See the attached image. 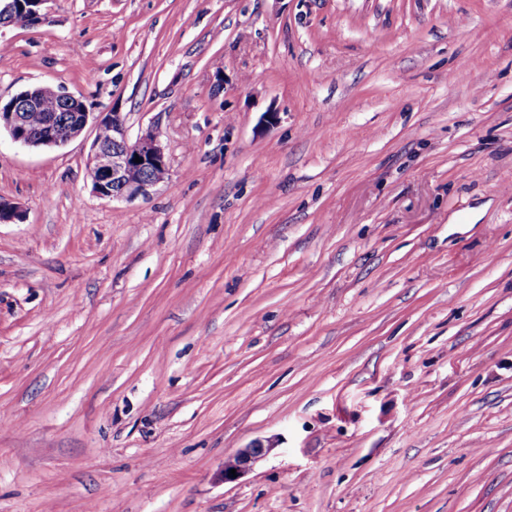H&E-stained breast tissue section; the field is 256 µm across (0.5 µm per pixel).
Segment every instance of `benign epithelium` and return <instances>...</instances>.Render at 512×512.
I'll list each match as a JSON object with an SVG mask.
<instances>
[{
    "mask_svg": "<svg viewBox=\"0 0 512 512\" xmlns=\"http://www.w3.org/2000/svg\"><path fill=\"white\" fill-rule=\"evenodd\" d=\"M29 3L26 7L17 0H0V27L40 25L52 20L50 0H29ZM47 92L58 98L64 113L46 115L40 128L33 130L28 113L41 109ZM89 126L97 130L107 127L112 132L110 141L97 137L92 144L88 174L95 196L128 202L146 198L153 186L168 175V163L157 132L150 129L136 140H130L126 118L115 108L96 114L81 98L50 87L21 92L5 103L0 101V129H5L15 143L24 147H63ZM137 157L142 162H134ZM24 218L20 205L0 199V224L21 222ZM269 451L270 448L261 444L239 449L224 460V481L242 477ZM232 469L236 474H230Z\"/></svg>",
    "mask_w": 512,
    "mask_h": 512,
    "instance_id": "benign-epithelium-1",
    "label": "benign epithelium"
}]
</instances>
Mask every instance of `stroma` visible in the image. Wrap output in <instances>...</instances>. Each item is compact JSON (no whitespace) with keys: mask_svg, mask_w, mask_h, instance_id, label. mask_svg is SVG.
<instances>
[{"mask_svg":"<svg viewBox=\"0 0 512 512\" xmlns=\"http://www.w3.org/2000/svg\"><path fill=\"white\" fill-rule=\"evenodd\" d=\"M51 8L0 100L169 174L101 199L94 128L0 132V512H512V0ZM54 94L63 106L64 115L56 110L58 101L51 94L44 98V111L53 112L45 116L38 130L29 126L28 112L31 113V126L41 122L42 107L46 92ZM57 103V104H56ZM96 131L108 127L111 133L102 130L95 137L88 161V174L92 193L102 199L134 201L146 198L158 182L169 172L164 150L159 136L153 129L141 134L135 141L128 136L126 118L122 112H90L86 103L79 97L50 88L39 87L21 92L3 103L0 101V130L5 129L11 139L24 147L59 148L80 136L88 127ZM139 156L141 163H135ZM269 447L261 444L249 448L239 449L235 454L224 460V480L232 482L249 472L253 466L269 453ZM236 470V477L230 474V470Z\"/></svg>","mask_w":512,"mask_h":512,"instance_id":"stroma-1","label":"stroma"}]
</instances>
